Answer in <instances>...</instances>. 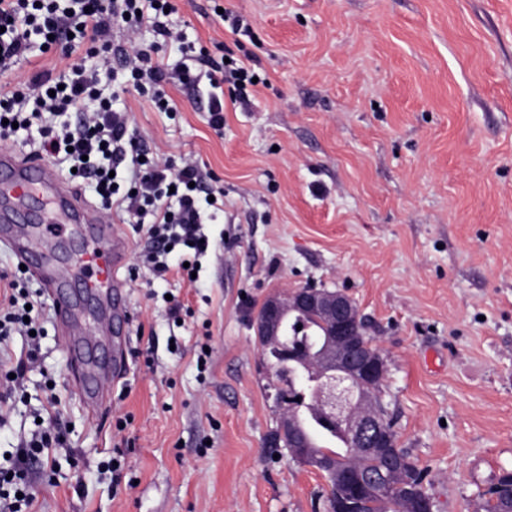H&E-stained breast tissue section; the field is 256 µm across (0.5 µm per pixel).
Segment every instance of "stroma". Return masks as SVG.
Instances as JSON below:
<instances>
[{
	"label": "stroma",
	"mask_w": 512,
	"mask_h": 512,
	"mask_svg": "<svg viewBox=\"0 0 512 512\" xmlns=\"http://www.w3.org/2000/svg\"><path fill=\"white\" fill-rule=\"evenodd\" d=\"M174 5L182 46L234 50L261 79L220 131L175 87L170 116L120 96L151 153L196 159L223 189L210 248L196 281L181 247L159 280L139 226L113 218L128 242L125 373L90 412L47 307L42 359L0 404V464L37 431L50 381L65 430L33 512H319L324 477L265 445L277 410L253 327L269 295L313 284L365 317L434 512H483L512 471V0ZM116 468L133 489L113 490Z\"/></svg>",
	"instance_id": "35a3bbf8"
}]
</instances>
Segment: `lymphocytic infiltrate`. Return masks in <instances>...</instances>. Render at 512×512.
Here are the masks:
<instances>
[{
	"label": "lymphocytic infiltrate",
	"instance_id": "obj_1",
	"mask_svg": "<svg viewBox=\"0 0 512 512\" xmlns=\"http://www.w3.org/2000/svg\"><path fill=\"white\" fill-rule=\"evenodd\" d=\"M171 6L172 0H0V145L36 129L40 155L65 157L77 178L93 184L103 209L146 224L158 277L169 270L161 256L170 247L207 252L202 226L223 211L224 192L194 160L176 167L150 156L114 102L131 87L169 114L176 107L165 87L177 84L191 99L206 100L209 123L220 130L225 101L248 104L254 77L242 59L226 61L204 48L164 62L163 47L182 40ZM145 29L151 42L136 38ZM40 47L60 54L66 67L18 76V62ZM92 55L98 61L90 66ZM64 113L72 122L54 125L53 117ZM121 169L126 176L120 181L114 173ZM43 309L38 301L20 307L13 294L0 301V358L8 356L11 336L39 331ZM58 428V417H48L22 444L17 463L0 468V512H28L35 499L28 466H48Z\"/></svg>",
	"mask_w": 512,
	"mask_h": 512
}]
</instances>
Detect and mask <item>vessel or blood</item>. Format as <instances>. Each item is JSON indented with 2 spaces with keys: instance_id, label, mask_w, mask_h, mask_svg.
Returning <instances> with one entry per match:
<instances>
[{
  "instance_id": "b4317fda",
  "label": "vessel or blood",
  "mask_w": 512,
  "mask_h": 512,
  "mask_svg": "<svg viewBox=\"0 0 512 512\" xmlns=\"http://www.w3.org/2000/svg\"><path fill=\"white\" fill-rule=\"evenodd\" d=\"M69 226L71 234L88 232L91 243L84 248L85 294L101 299L112 322L127 323L131 314L124 301L125 283L119 270L128 246L114 232L110 213L87 205L78 189L63 182L54 169L34 154L0 151V245L6 246L19 263L33 271L51 295L56 296L57 317L68 330L67 354L71 364L91 373V331L81 316L78 298L65 295L69 285L62 261L40 244L53 225Z\"/></svg>"
}]
</instances>
